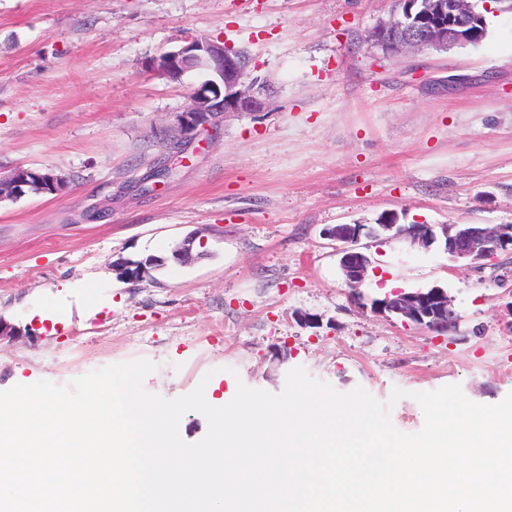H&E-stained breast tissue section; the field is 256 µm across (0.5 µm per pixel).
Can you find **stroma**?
Masks as SVG:
<instances>
[{
  "label": "stroma",
  "mask_w": 512,
  "mask_h": 512,
  "mask_svg": "<svg viewBox=\"0 0 512 512\" xmlns=\"http://www.w3.org/2000/svg\"><path fill=\"white\" fill-rule=\"evenodd\" d=\"M394 0H0V172L50 169L57 196L0 203V391L147 359L167 399L211 376L281 392L289 370L386 401L396 428L417 392L512 393V255L472 264L443 249L361 237L362 291L447 288L455 330L406 327L358 304L336 224H512V10L476 45L389 54L368 30ZM196 39L247 50L267 111L233 117L178 158L147 195L176 112L207 77L172 80L163 54ZM457 76L448 85V76ZM198 235L202 255L172 256ZM150 256L154 280L113 262ZM317 315L318 328L302 326Z\"/></svg>",
  "instance_id": "1"
}]
</instances>
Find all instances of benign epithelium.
<instances>
[{"label": "benign epithelium", "mask_w": 512, "mask_h": 512, "mask_svg": "<svg viewBox=\"0 0 512 512\" xmlns=\"http://www.w3.org/2000/svg\"><path fill=\"white\" fill-rule=\"evenodd\" d=\"M404 11L387 21H380L368 31L369 40L390 53L403 49L428 47L448 48L455 45L476 44L479 36L475 26L481 19L480 9L489 8L486 0H402ZM203 67L208 78L192 92L191 103L175 115L177 137L169 151L178 155L185 146L201 134L210 132L232 116L264 112L267 97L255 88V82H246L244 60L229 47L209 40H194L167 53L158 63V69L170 77H180L188 71ZM68 187V178L53 171L34 172L16 166L0 175V202L17 200L28 194H58ZM327 235L344 243L339 249V266L345 280L357 299L364 298L359 291L365 281L371 260L356 247L361 236L387 240L408 239L429 249L438 246L455 260L471 262L485 260L502 252L512 253V235H504L501 226L481 224H414L408 228L399 223V215H383L376 225L337 224L327 229ZM163 265V260L148 257L144 260H122L116 264L120 275L131 282L152 277V271ZM371 310L386 318H394L405 325H413L432 332H446L458 321L448 291L440 286L415 291L402 289L370 300Z\"/></svg>", "instance_id": "7a95c632"}]
</instances>
